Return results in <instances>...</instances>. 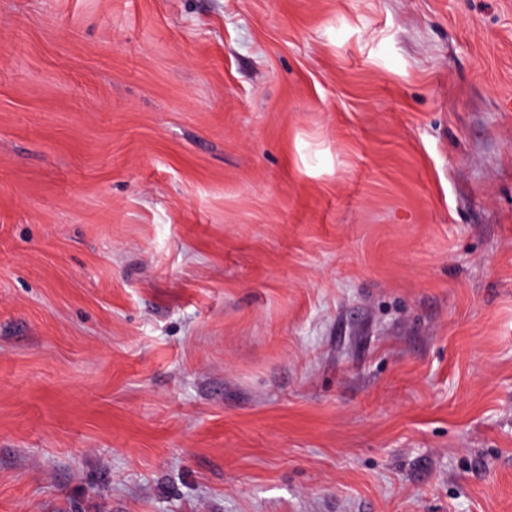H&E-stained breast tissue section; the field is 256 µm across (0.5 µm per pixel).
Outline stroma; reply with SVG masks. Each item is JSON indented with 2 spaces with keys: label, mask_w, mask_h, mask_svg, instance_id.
<instances>
[{
  "label": "stroma",
  "mask_w": 512,
  "mask_h": 512,
  "mask_svg": "<svg viewBox=\"0 0 512 512\" xmlns=\"http://www.w3.org/2000/svg\"><path fill=\"white\" fill-rule=\"evenodd\" d=\"M0 512H512V0H0Z\"/></svg>",
  "instance_id": "obj_1"
}]
</instances>
